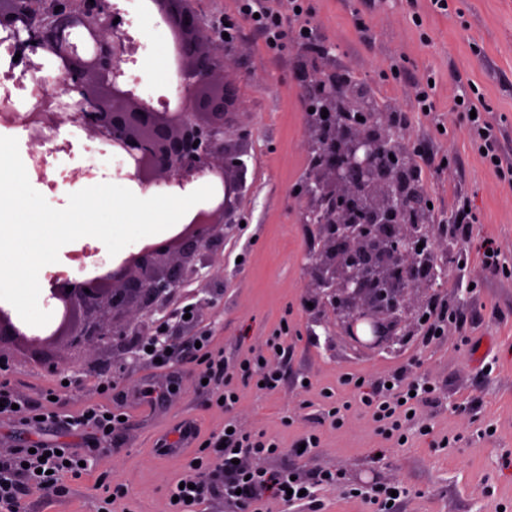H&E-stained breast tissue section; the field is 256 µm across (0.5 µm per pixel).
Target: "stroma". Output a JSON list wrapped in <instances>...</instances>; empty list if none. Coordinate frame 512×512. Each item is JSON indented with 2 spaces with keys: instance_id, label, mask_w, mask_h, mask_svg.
<instances>
[{
  "instance_id": "35a3bbf8",
  "label": "stroma",
  "mask_w": 512,
  "mask_h": 512,
  "mask_svg": "<svg viewBox=\"0 0 512 512\" xmlns=\"http://www.w3.org/2000/svg\"><path fill=\"white\" fill-rule=\"evenodd\" d=\"M205 21H234L238 36L233 68L239 77L241 109L236 125L248 129L245 157L249 190L239 204L247 224L227 236L209 259L221 273L222 294L214 304L197 306L183 341L187 354L175 358L176 383L165 372L133 362L123 351L105 354L76 349L61 340L50 348L58 363L49 369L23 343L0 348L18 391L37 400L55 388L59 374L72 364L83 367L56 409L70 413L98 403L96 378L121 376L112 404L128 415L116 433L111 454L79 479H64L63 489L33 492L23 498L24 512H98L104 487L122 483L129 490L117 512H168L166 490L185 473L186 456L165 457L155 447L159 435L190 418L200 437L224 425L225 412L210 391L195 383L197 336H212L226 362L247 351L263 352L271 336L288 326L289 350L282 365L284 381L272 394L240 384L233 414L245 429L275 436L282 451L268 459L314 480L327 471L335 485L320 491L319 512H376L373 488L400 482L409 489L396 512H512V276L484 269L477 243L493 238L502 260L512 266V178L496 175L480 158L453 112L462 84L475 85L502 132L501 145L512 155V0H448L447 10L430 0H309L316 36L329 51L334 71L349 72L382 104L409 112L406 140L429 145L451 163L440 175L425 176L434 216L447 221L458 198L471 199L477 217L467 262L453 266L442 295L462 305L466 330L447 325L430 344L414 335L393 354H358L343 337L333 344L311 336V314L303 304L308 281L306 256L314 247L313 228L300 223L288 193L310 166L305 148L304 86L298 69L312 53L287 42L272 53L263 37L238 11L237 0H189ZM122 16L140 44L133 71L152 98L169 96L167 82L144 81V63L153 46L166 42L167 30L139 0H122ZM434 78L433 109L415 111L414 84ZM57 142L70 149L50 157L65 179L49 188L37 174L28 179L54 208L68 204L71 193L100 183H116L122 165L110 146L70 125L57 129ZM242 264H235V257ZM403 368L407 380L427 382L430 402L406 425L408 441L386 439L362 407L352 375L365 380ZM167 388L165 402L150 405L148 389ZM334 391L349 404L342 425L322 409L321 390ZM320 437L310 456L300 457L293 443L306 432Z\"/></svg>"
}]
</instances>
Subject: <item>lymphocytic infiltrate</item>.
I'll use <instances>...</instances> for the list:
<instances>
[{
  "label": "lymphocytic infiltrate",
  "mask_w": 512,
  "mask_h": 512,
  "mask_svg": "<svg viewBox=\"0 0 512 512\" xmlns=\"http://www.w3.org/2000/svg\"><path fill=\"white\" fill-rule=\"evenodd\" d=\"M305 2L287 0L288 8L283 11L268 6L266 0H239V11L250 18L252 27L263 36L267 47L276 52L291 37L299 43L312 42V23ZM454 109L467 115L469 137L484 161L498 175H511L512 159L501 149V132L488 120L487 106L476 104L466 94ZM199 341L198 377L206 381L208 389L218 392L224 410L229 412L239 401L235 379L262 384L268 393L279 390L283 382L279 364L287 358L280 337L269 339L267 360L248 354L232 366L225 363L222 352L213 348L209 334H201ZM117 387V376L100 377L97 382L100 403L63 417L55 412L49 393H41L35 403L21 397L5 368L0 367V421L22 424L34 436L30 448L0 454V512H22V495L58 485L65 476L77 478L82 475V465L92 461V454L60 448L55 434L64 428L101 439L119 430L123 412L107 403ZM358 390L360 402L372 418L388 435L399 439L404 436L403 427L410 413L426 402L424 386H404L398 371L371 383H361ZM279 449L276 438L260 431L242 430L228 416L222 430L211 433L199 443L195 462L188 465L180 482L169 486L167 494L172 498L169 512H196L198 507L216 496L223 497L225 506L234 510L240 505H249L251 512H264V505L271 498L293 506H314L316 486L332 485L331 473H319L316 482L308 484L292 478L290 471L285 469L263 466L249 470L234 462L240 453L268 459Z\"/></svg>",
  "instance_id": "lymphocytic-infiltrate-1"
}]
</instances>
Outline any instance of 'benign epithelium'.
<instances>
[{
    "instance_id": "benign-epithelium-1",
    "label": "benign epithelium",
    "mask_w": 512,
    "mask_h": 512,
    "mask_svg": "<svg viewBox=\"0 0 512 512\" xmlns=\"http://www.w3.org/2000/svg\"><path fill=\"white\" fill-rule=\"evenodd\" d=\"M20 4L0 5V27L14 32L20 60L55 57L63 89L77 94L72 112L61 111L55 98L33 114L36 172L45 169L47 157L68 147L44 151L39 133L70 123L111 145L126 160L124 178L144 190L183 191L208 179L215 192L176 235L144 245L106 273L82 280L51 276L49 298L57 318L46 334L27 335L0 305V347L20 340L41 352L67 337L76 348H117L140 361L137 337L153 331L147 316L154 305L192 274L203 282L216 279L203 256L242 222L244 151L226 143L241 106L231 70L235 51L224 28L206 25L187 0H150L167 26L184 32L176 95L155 102L125 79L124 66L136 61L139 43L123 22L113 23L121 12L112 0H41L40 10ZM299 77L313 87L306 110L315 159L292 198L303 205V223L313 225L318 243L307 255L305 300L320 312L313 324L324 329L326 339L339 333L357 352L390 353L405 345L411 329L425 324L429 304L439 298L448 275V233L443 224L419 221L431 211L432 198L412 184L403 133L385 114L357 109L356 85L336 75Z\"/></svg>"
}]
</instances>
